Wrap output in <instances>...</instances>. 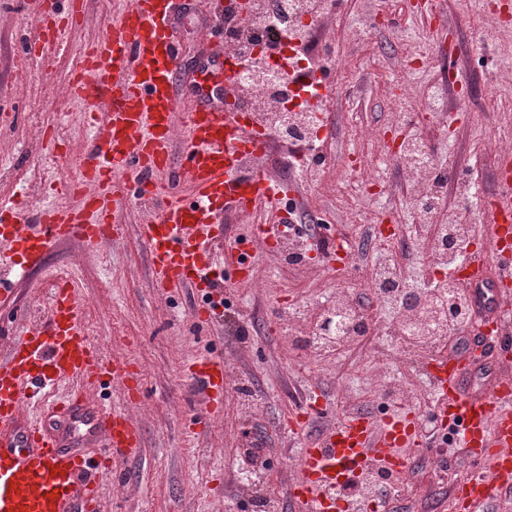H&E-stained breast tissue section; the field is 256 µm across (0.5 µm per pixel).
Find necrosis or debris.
<instances>
[{
    "label": "necrosis or debris",
    "mask_w": 512,
    "mask_h": 512,
    "mask_svg": "<svg viewBox=\"0 0 512 512\" xmlns=\"http://www.w3.org/2000/svg\"><path fill=\"white\" fill-rule=\"evenodd\" d=\"M338 0H224V50L238 61L237 81L241 90L232 103L233 111L243 113L251 124L264 127L273 140L283 138L284 126L294 127L297 138L292 144L307 149L310 155L305 171L310 179H319L326 160L318 142L321 130L311 119L312 106L294 103L299 91L300 72L316 69L332 73L342 69L345 62L336 54L332 36L315 37L319 19L333 14ZM429 147L421 141L406 144L399 155L401 168L413 179L411 196L415 206V222L431 226L430 257L443 265L452 258L446 247V238L455 243L468 240L472 228L457 221L433 224L432 216L443 203V190L453 187L459 199H466L471 186L465 182L449 183L450 172L426 163ZM332 309L345 313L348 328L341 335H316L313 351L322 355L337 351L340 346L365 339L370 333L367 315L344 297L331 303ZM445 308L423 311L422 336L407 332L409 318L400 317L390 326L397 350V360L407 364L412 352L419 347L435 350L439 344L441 327L447 324Z\"/></svg>",
    "instance_id": "4bbe7bcc"
}]
</instances>
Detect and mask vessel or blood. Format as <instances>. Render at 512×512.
<instances>
[{
  "label": "vessel or blood",
  "mask_w": 512,
  "mask_h": 512,
  "mask_svg": "<svg viewBox=\"0 0 512 512\" xmlns=\"http://www.w3.org/2000/svg\"><path fill=\"white\" fill-rule=\"evenodd\" d=\"M175 9V0H132L111 34L85 47L69 92L100 118L76 177L65 182L79 202L42 212L33 224L24 223L17 211L1 209L0 255L34 262L60 241L94 246L118 238L120 212L134 183L141 197L156 202L139 226L152 256L154 287L165 294L187 287L201 292L204 304L194 317L209 323L222 316L213 290L223 270L214 251L224 239L225 213L272 217L271 223L254 225L249 235L226 244L231 266L253 271L259 245L286 237L289 220L281 215L286 191L260 169L241 172L244 158L262 156L270 137L246 129L227 107L237 95L235 59L213 52L194 84L193 106L178 111L180 58L168 32ZM32 21L41 49H64L75 32L57 16L53 0H39ZM179 115L189 141L182 148L171 138ZM174 167L189 184L191 201L168 197L164 184L149 182V175ZM482 223L484 246L462 264L476 315L470 348L433 355L425 365L435 411L461 427L463 447L480 448V461L489 468L488 474L468 476L449 490L471 512L496 493L512 492V359L501 353L512 340L501 313L512 299V259L506 256L512 248L511 183L500 182ZM489 362L497 367L493 381L473 387L475 373ZM191 370L209 403L221 402L224 358L195 360ZM130 378L124 361H105L83 337L75 292L57 288L45 322L21 328L0 353V512H97L92 461L68 448L45 423L25 420L22 401L28 388L60 380L93 387L105 380L123 385ZM55 413L95 437L111 463H126L142 448L140 424L128 412L90 407L73 396ZM420 445L407 415L385 420L345 414L302 449L289 496L301 512H349V503L337 500L333 489L373 468L406 471V452Z\"/></svg>",
  "instance_id": "obj_1"
}]
</instances>
